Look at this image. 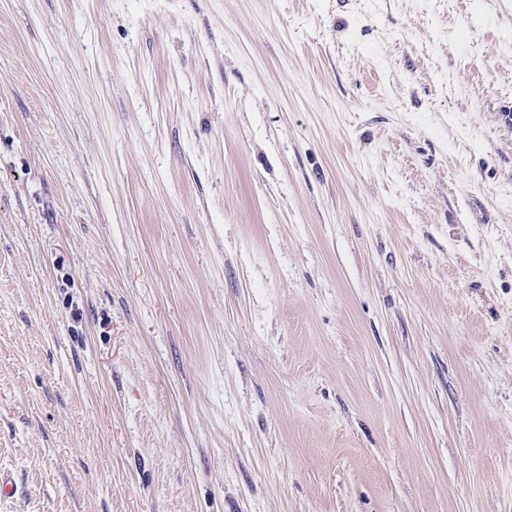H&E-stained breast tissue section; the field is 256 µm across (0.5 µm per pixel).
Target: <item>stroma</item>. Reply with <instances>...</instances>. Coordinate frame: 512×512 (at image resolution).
<instances>
[{
  "mask_svg": "<svg viewBox=\"0 0 512 512\" xmlns=\"http://www.w3.org/2000/svg\"><path fill=\"white\" fill-rule=\"evenodd\" d=\"M0 512H512V0H0Z\"/></svg>",
  "mask_w": 512,
  "mask_h": 512,
  "instance_id": "stroma-1",
  "label": "stroma"
}]
</instances>
